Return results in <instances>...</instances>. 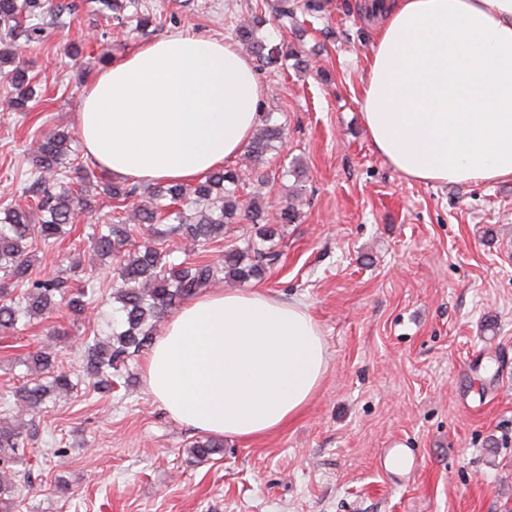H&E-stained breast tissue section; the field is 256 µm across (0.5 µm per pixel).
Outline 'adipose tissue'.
Returning <instances> with one entry per match:
<instances>
[{
    "mask_svg": "<svg viewBox=\"0 0 512 512\" xmlns=\"http://www.w3.org/2000/svg\"><path fill=\"white\" fill-rule=\"evenodd\" d=\"M360 108L376 151L424 184L512 178V0H378ZM264 86L229 42L174 36L110 60L86 87L87 157L133 183L199 180L240 155ZM328 366L307 307L213 288L166 320L145 357L154 398L199 432L251 441L284 428Z\"/></svg>",
    "mask_w": 512,
    "mask_h": 512,
    "instance_id": "adipose-tissue-1",
    "label": "adipose tissue"
}]
</instances>
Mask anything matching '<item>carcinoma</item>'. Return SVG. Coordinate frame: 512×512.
Segmentation results:
<instances>
[{
    "instance_id": "1",
    "label": "carcinoma",
    "mask_w": 512,
    "mask_h": 512,
    "mask_svg": "<svg viewBox=\"0 0 512 512\" xmlns=\"http://www.w3.org/2000/svg\"><path fill=\"white\" fill-rule=\"evenodd\" d=\"M99 11L119 24L132 17L135 29L149 34L157 26L156 17L148 13L126 14L137 0H98ZM72 8L67 0H0V29L9 41L0 50V76L15 90L8 104L15 112H25L33 90L28 87L27 69L16 55L19 43H35L42 37L44 19ZM265 20L255 15L235 29L238 42L246 45L261 62L273 66L293 51L288 43L268 46L256 36ZM10 69H5V66ZM282 127L265 122L255 129L247 149L249 163L241 167L215 169L192 184H166L150 188L153 206L135 202L140 187L127 183H104L102 192L115 200L112 223L91 234L89 243L100 257L116 262L112 283V332L108 340L89 338L84 344L83 372L97 389L112 387L113 372L127 361L149 349L156 324L169 310L193 298L221 281L246 283L260 279L275 265L280 253L275 249L278 224H293L298 208L291 202L283 206L268 223L265 209L256 199L246 202L238 194L248 176H257L267 154L282 141ZM76 139L67 129H59L39 140L31 151V171L25 193L34 203L21 207L9 205L0 210V332H17L20 321L42 319L65 301L69 312L81 318L91 303L88 287L72 288L67 279L56 275L36 277L30 251L33 242L53 244L76 225L82 211L93 209L86 194L88 170L77 163ZM167 219L173 222L168 233L178 236L184 250L217 242L224 229L247 220L254 234L241 244L224 251L217 261L188 258L170 259L171 251L160 238L142 242L136 236L144 227ZM63 334L47 336L39 353L26 358L23 365L33 378L13 393L10 411L19 415L36 412L50 400H65L74 389L70 374L55 369L54 343ZM224 441L214 438L196 440L189 449L191 456L204 461L220 453ZM26 442L20 427L0 421V512H13L20 489L18 471L12 465L24 460Z\"/></svg>"
}]
</instances>
